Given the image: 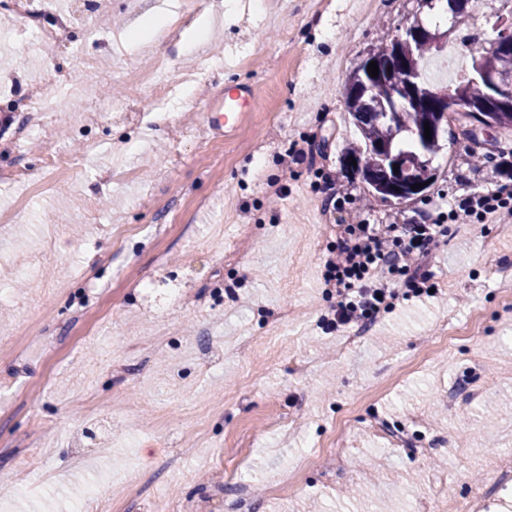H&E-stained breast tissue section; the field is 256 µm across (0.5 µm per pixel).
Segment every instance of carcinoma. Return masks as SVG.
I'll list each match as a JSON object with an SVG mask.
<instances>
[{"instance_id":"cac0c4a2","label":"carcinoma","mask_w":512,"mask_h":512,"mask_svg":"<svg viewBox=\"0 0 512 512\" xmlns=\"http://www.w3.org/2000/svg\"><path fill=\"white\" fill-rule=\"evenodd\" d=\"M430 10H437L448 18V29L453 31V40L469 42L474 48L468 53V65L462 75L449 85H436L427 78L423 69L425 55H435L442 51L422 39L413 46L401 48V57L393 55V49L383 46L371 53V60L377 62L380 74L376 77L363 73V77L349 78L345 82L344 97L346 111L361 135V144L348 148L343 154L346 163L356 161L353 169L363 173L366 188L372 195L379 194L378 188L386 182V173L380 163V150L389 149L392 153L410 158L427 151L436 152L440 147L443 133L454 135L453 129L435 125V112L448 88L472 102L489 99L491 89L485 83L483 74L499 75L512 83V69L505 71L501 57L489 53L478 45V35H466L463 30L483 32L488 28L502 36L500 25L488 19H479L473 12L452 5L453 0H432ZM429 89V94L418 102L403 101L389 116L381 112L382 104L391 99L398 87L405 84L409 72ZM431 128V138L424 137V124Z\"/></svg>"}]
</instances>
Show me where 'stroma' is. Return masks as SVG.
<instances>
[{
    "label": "stroma",
    "instance_id": "35a3bbf8",
    "mask_svg": "<svg viewBox=\"0 0 512 512\" xmlns=\"http://www.w3.org/2000/svg\"><path fill=\"white\" fill-rule=\"evenodd\" d=\"M151 0H97V37L59 32L0 10V77L17 92L52 85L45 131L14 144L20 108L0 103V494L6 512H69L93 480L111 477L106 512H512L493 477L512 456V215L453 225L427 267L441 299L404 303L346 347L325 333V224L313 176L324 168L373 224H412L471 190H512V156L476 157L441 140L425 200L370 195L341 155L354 139L341 95L367 50L412 21L418 0H288L231 20L213 0H179L210 17L187 48L169 26L130 51L119 34ZM165 61L204 73L201 102L247 87L252 106L229 135L199 106L170 102L162 122L133 124L118 102L149 107L165 83L133 76ZM71 72L60 85V72ZM93 89L94 100L84 98ZM52 141L69 157L41 167ZM94 149H85L86 141ZM288 187L278 209L268 194ZM56 225L53 242L45 225ZM243 255L224 261V233ZM195 246H188V238ZM288 324L269 351L260 338ZM86 433L81 458L68 439ZM343 445L347 461L336 465ZM224 470V494L209 475Z\"/></svg>",
    "mask_w": 512,
    "mask_h": 512
}]
</instances>
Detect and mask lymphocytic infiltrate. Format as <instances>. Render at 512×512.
Here are the masks:
<instances>
[{
    "label": "lymphocytic infiltrate",
    "instance_id": "f902f5d3",
    "mask_svg": "<svg viewBox=\"0 0 512 512\" xmlns=\"http://www.w3.org/2000/svg\"><path fill=\"white\" fill-rule=\"evenodd\" d=\"M512 213V191H471L454 198L439 218L414 224H372L360 208L345 212L343 235L324 265L323 284L336 294L327 332L366 325L398 302L428 297L434 283L425 261L451 225L483 224Z\"/></svg>",
    "mask_w": 512,
    "mask_h": 512
}]
</instances>
